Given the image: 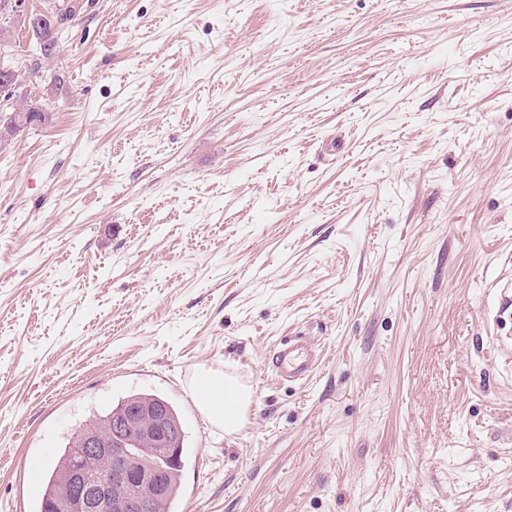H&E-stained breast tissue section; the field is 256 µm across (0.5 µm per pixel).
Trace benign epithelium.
I'll use <instances>...</instances> for the list:
<instances>
[{"label":"benign epithelium","mask_w":512,"mask_h":512,"mask_svg":"<svg viewBox=\"0 0 512 512\" xmlns=\"http://www.w3.org/2000/svg\"><path fill=\"white\" fill-rule=\"evenodd\" d=\"M181 439L182 430L170 422L164 403L132 407L105 431L90 429L70 463L65 512H150L151 498L120 495L116 490L147 488L152 495H160L166 468L141 465L137 451L165 448L172 460L178 454ZM91 455H102L108 461L106 478L96 486L86 485L83 479L85 462Z\"/></svg>","instance_id":"7a95c632"}]
</instances>
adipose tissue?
Here are the masks:
<instances>
[{
	"label": "adipose tissue",
	"mask_w": 512,
	"mask_h": 512,
	"mask_svg": "<svg viewBox=\"0 0 512 512\" xmlns=\"http://www.w3.org/2000/svg\"><path fill=\"white\" fill-rule=\"evenodd\" d=\"M194 391L199 407L208 411L215 427L231 434L244 424L252 396L237 379L206 370L199 373Z\"/></svg>",
	"instance_id": "1"
}]
</instances>
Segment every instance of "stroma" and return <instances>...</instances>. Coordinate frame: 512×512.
I'll list each match as a JSON object with an SVG mask.
<instances>
[{
  "mask_svg": "<svg viewBox=\"0 0 512 512\" xmlns=\"http://www.w3.org/2000/svg\"><path fill=\"white\" fill-rule=\"evenodd\" d=\"M81 2L0 144V512L133 392L175 512H512V0ZM320 364V351L300 338L288 340L269 358L268 365L280 380L304 381ZM196 401L205 410L212 424L224 433L236 432L245 422L252 396L249 389L237 379L222 373L206 370L198 374L194 384ZM216 399L224 401V408L214 410Z\"/></svg>",
  "mask_w": 512,
  "mask_h": 512,
  "instance_id": "obj_1",
  "label": "stroma"
}]
</instances>
